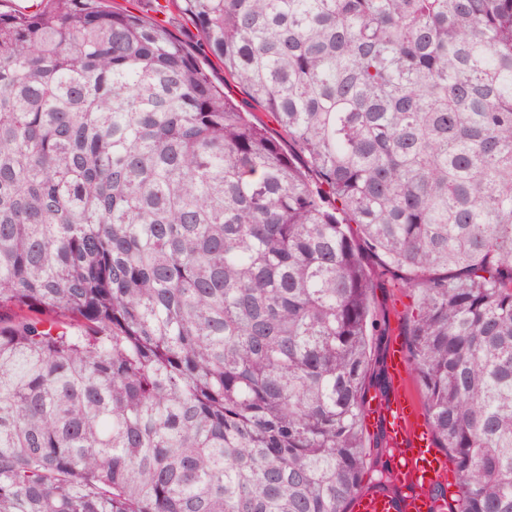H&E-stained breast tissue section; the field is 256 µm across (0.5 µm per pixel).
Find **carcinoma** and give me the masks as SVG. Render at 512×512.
<instances>
[{"label":"carcinoma","mask_w":512,"mask_h":512,"mask_svg":"<svg viewBox=\"0 0 512 512\" xmlns=\"http://www.w3.org/2000/svg\"><path fill=\"white\" fill-rule=\"evenodd\" d=\"M0 12V512H348L385 325L457 477L512 512V0ZM356 225L357 233L350 231ZM112 6L119 10H130L136 14H145L152 18L161 20L177 37L191 50L201 55L199 47V36L193 23L188 17L175 10L167 11L165 14L155 12L156 1L150 0H111Z\"/></svg>","instance_id":"1"}]
</instances>
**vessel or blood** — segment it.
Masks as SVG:
<instances>
[{"label":"vessel or blood","instance_id":"1","mask_svg":"<svg viewBox=\"0 0 512 512\" xmlns=\"http://www.w3.org/2000/svg\"><path fill=\"white\" fill-rule=\"evenodd\" d=\"M393 381L388 399H371L366 424H383L393 450V487L387 491L360 490L351 512H446L448 500L437 486L450 471L447 456L436 447L430 429L420 422L421 408L408 386L409 360L401 341L389 352Z\"/></svg>","mask_w":512,"mask_h":512}]
</instances>
